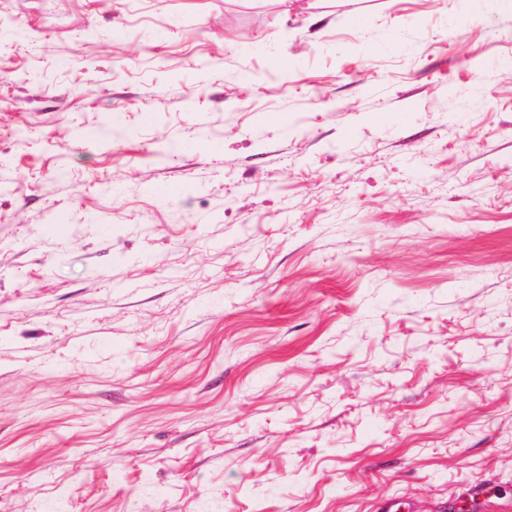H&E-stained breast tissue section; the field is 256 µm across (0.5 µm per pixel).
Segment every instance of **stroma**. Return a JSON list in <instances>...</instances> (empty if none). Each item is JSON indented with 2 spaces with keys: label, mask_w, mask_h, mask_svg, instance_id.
<instances>
[{
  "label": "stroma",
  "mask_w": 512,
  "mask_h": 512,
  "mask_svg": "<svg viewBox=\"0 0 512 512\" xmlns=\"http://www.w3.org/2000/svg\"><path fill=\"white\" fill-rule=\"evenodd\" d=\"M462 497L512 512V0H0V512Z\"/></svg>",
  "instance_id": "1"
}]
</instances>
